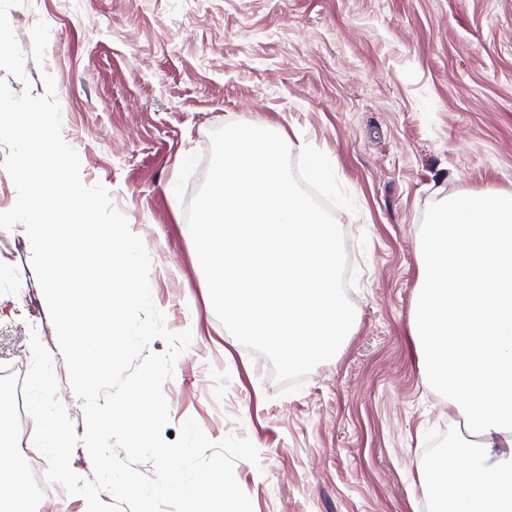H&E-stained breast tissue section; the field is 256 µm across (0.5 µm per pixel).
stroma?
I'll list each match as a JSON object with an SVG mask.
<instances>
[{
    "label": "stroma",
    "instance_id": "1",
    "mask_svg": "<svg viewBox=\"0 0 512 512\" xmlns=\"http://www.w3.org/2000/svg\"><path fill=\"white\" fill-rule=\"evenodd\" d=\"M0 80L45 95L85 184H102L150 255L168 329L190 330L163 392L165 432L195 419L248 438L234 474L253 512H423L426 464L464 424L432 389L410 331L417 238L442 197L512 192V0H0ZM230 122L278 126L330 159L357 324L335 361L284 396L217 318L174 194L184 158ZM0 372L53 355L77 435L85 413L32 248L0 230Z\"/></svg>",
    "mask_w": 512,
    "mask_h": 512
}]
</instances>
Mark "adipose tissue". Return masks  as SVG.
Returning <instances> with one entry per match:
<instances>
[{
	"instance_id": "1",
	"label": "adipose tissue",
	"mask_w": 512,
	"mask_h": 512,
	"mask_svg": "<svg viewBox=\"0 0 512 512\" xmlns=\"http://www.w3.org/2000/svg\"><path fill=\"white\" fill-rule=\"evenodd\" d=\"M411 334L431 385L466 424L427 466L433 512H512V193L460 192L417 244ZM13 408L0 396V512H18Z\"/></svg>"
}]
</instances>
